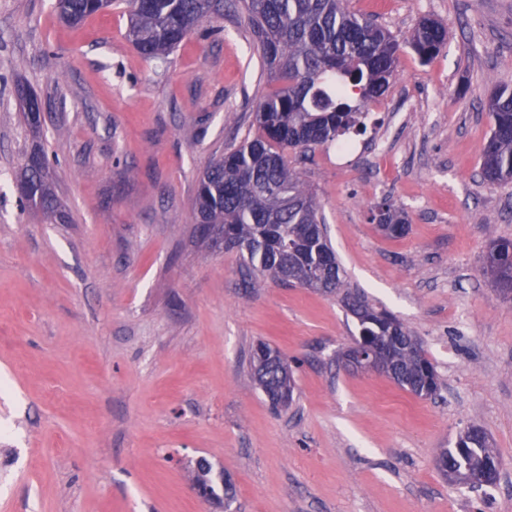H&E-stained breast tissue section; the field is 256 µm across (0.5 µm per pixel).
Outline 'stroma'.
Here are the masks:
<instances>
[{
  "instance_id": "stroma-1",
  "label": "stroma",
  "mask_w": 512,
  "mask_h": 512,
  "mask_svg": "<svg viewBox=\"0 0 512 512\" xmlns=\"http://www.w3.org/2000/svg\"><path fill=\"white\" fill-rule=\"evenodd\" d=\"M349 0L406 37L448 30L429 61L403 48L380 152H289L316 194L350 291L422 344L441 387L421 399L343 368L358 333L341 298L267 283L204 241L194 196L210 161L259 135L273 89L245 11L203 20L164 62L125 39L124 6L77 26L54 0H0V179L36 146L68 216L0 192V512H209L189 461L206 458L237 512H512V300L484 276L512 240V185L482 181L485 104L512 89V0ZM41 102L25 125L18 88ZM409 220L399 238L373 216ZM295 364L273 412L250 357ZM483 429L496 485L448 482L439 449ZM374 219L378 221L381 231L389 237H399L408 229L404 212L392 203L381 204Z\"/></svg>"
}]
</instances>
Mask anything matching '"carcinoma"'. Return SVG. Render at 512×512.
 I'll use <instances>...</instances> for the list:
<instances>
[{
	"mask_svg": "<svg viewBox=\"0 0 512 512\" xmlns=\"http://www.w3.org/2000/svg\"><path fill=\"white\" fill-rule=\"evenodd\" d=\"M60 19L78 25L100 12L99 0H63ZM263 70L275 89L256 105L261 135L213 161L202 173L194 200L198 223L222 224L237 252L256 273L252 287L270 279L313 288L310 269L322 271L324 292L344 287L341 266L328 240L314 194L285 156L288 148L306 150L334 144L352 132H364L369 105L382 98L396 75L401 44L373 18L357 15L345 0H243ZM236 0H128L125 39L146 59H165L203 20L222 16ZM408 44L422 59L448 44L439 22L422 19ZM491 135L481 162L483 179L512 183V90H497L488 101ZM48 160L36 148L16 177L27 205L48 220L63 217L47 180ZM374 219L382 232L399 237L407 231L404 212L383 203ZM512 240L491 241L483 272L499 285H512ZM345 306L356 319L359 337L374 346L372 365L384 369L401 389L431 399L438 390L436 371L424 349L414 350V336L393 315L377 311L357 295ZM253 377L275 409L293 400L294 381L286 360L265 343L251 356ZM443 476L479 488L496 479L485 471L502 463L487 434L475 426L461 433L452 448L440 449ZM194 483L213 502L231 512L230 484L219 496L208 462L192 465Z\"/></svg>",
	"mask_w": 512,
	"mask_h": 512,
	"instance_id": "obj_1",
	"label": "carcinoma"
}]
</instances>
